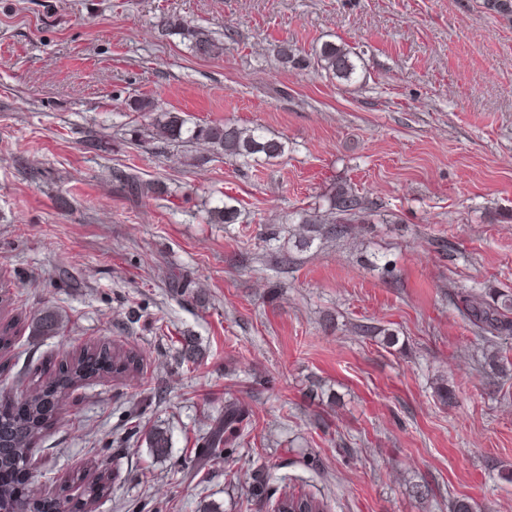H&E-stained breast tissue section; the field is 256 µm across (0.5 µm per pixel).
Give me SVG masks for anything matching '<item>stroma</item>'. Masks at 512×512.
<instances>
[{
  "label": "stroma",
  "mask_w": 512,
  "mask_h": 512,
  "mask_svg": "<svg viewBox=\"0 0 512 512\" xmlns=\"http://www.w3.org/2000/svg\"><path fill=\"white\" fill-rule=\"evenodd\" d=\"M169 15L223 55L160 35ZM283 40L346 43L362 75L284 67ZM143 97L288 150L244 169L135 145ZM340 187L366 222L301 246L299 214ZM228 196L237 223H208ZM0 287L20 321L4 391L94 343L144 359L67 392L32 492L81 501L92 462L112 484L95 512H258L257 473L331 512H512V339L461 312L470 291L512 304V20L484 0H0ZM229 400L251 414L237 454L190 469ZM161 30L165 35H181L189 41L196 55L211 57L224 52V43L212 37V33L199 26H191L181 17L169 15L162 19Z\"/></svg>",
  "instance_id": "stroma-1"
}]
</instances>
